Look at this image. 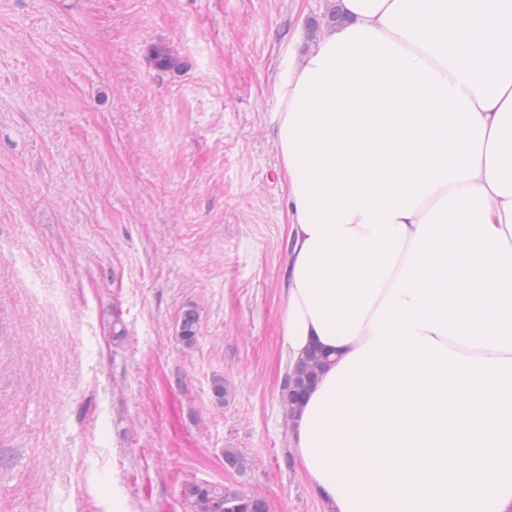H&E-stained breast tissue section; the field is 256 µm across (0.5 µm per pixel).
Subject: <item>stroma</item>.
Listing matches in <instances>:
<instances>
[{"label": "stroma", "instance_id": "stroma-1", "mask_svg": "<svg viewBox=\"0 0 512 512\" xmlns=\"http://www.w3.org/2000/svg\"><path fill=\"white\" fill-rule=\"evenodd\" d=\"M332 5L0 0V512H326L285 454L274 114ZM185 496L193 512H268L261 494L229 486L191 483Z\"/></svg>", "mask_w": 512, "mask_h": 512}]
</instances>
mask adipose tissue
<instances>
[{
	"mask_svg": "<svg viewBox=\"0 0 512 512\" xmlns=\"http://www.w3.org/2000/svg\"><path fill=\"white\" fill-rule=\"evenodd\" d=\"M344 17L293 68L275 118L291 184L283 351L334 361L291 424L328 512L390 506L350 410L349 360L372 346L418 225L443 196L487 194L512 243V0H337Z\"/></svg>",
	"mask_w": 512,
	"mask_h": 512,
	"instance_id": "ef3b65f1",
	"label": "adipose tissue"
}]
</instances>
